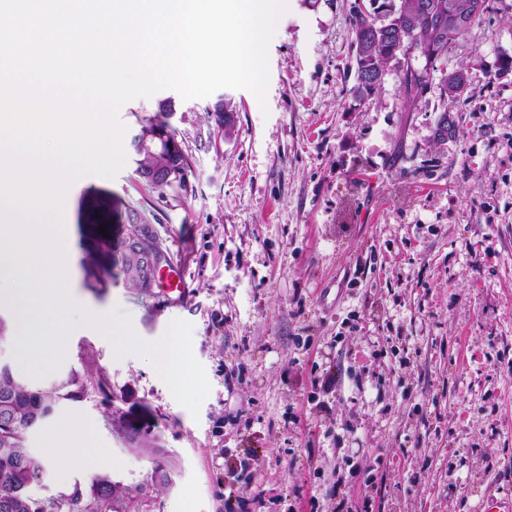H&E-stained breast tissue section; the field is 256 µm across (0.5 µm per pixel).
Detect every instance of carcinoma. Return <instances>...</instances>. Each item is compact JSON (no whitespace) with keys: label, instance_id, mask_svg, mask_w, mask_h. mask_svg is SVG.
Returning a JSON list of instances; mask_svg holds the SVG:
<instances>
[{"label":"carcinoma","instance_id":"obj_1","mask_svg":"<svg viewBox=\"0 0 512 512\" xmlns=\"http://www.w3.org/2000/svg\"><path fill=\"white\" fill-rule=\"evenodd\" d=\"M429 2L432 8L428 12L421 11V0H401L398 7L393 0L354 5L351 29L356 96L369 95L377 88L363 82L362 76L384 69L398 54L403 56L407 94H424L435 72L440 74L443 90H448V42L457 33L448 29V0ZM136 234V225L120 224L115 233L88 246L90 287L105 288L120 275L130 287L150 291L153 273L144 269L139 254L129 248ZM84 393L83 380L74 372L39 391L14 376L9 367L0 366V512H138L137 495L108 475L97 476L87 485L76 483L48 504L30 493L43 481L47 469L44 460L27 447V433L61 403L78 402ZM126 439L154 458L151 482H171L172 470L164 462V449L133 429L126 430Z\"/></svg>","mask_w":512,"mask_h":512}]
</instances>
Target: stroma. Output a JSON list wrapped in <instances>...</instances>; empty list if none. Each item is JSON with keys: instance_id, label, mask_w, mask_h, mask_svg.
Here are the masks:
<instances>
[{"instance_id": "stroma-1", "label": "stroma", "mask_w": 512, "mask_h": 512, "mask_svg": "<svg viewBox=\"0 0 512 512\" xmlns=\"http://www.w3.org/2000/svg\"><path fill=\"white\" fill-rule=\"evenodd\" d=\"M354 3L288 0L265 101L243 89L132 100L119 111L125 167L71 182V297L119 309L148 344L190 323L209 393L191 415L148 360L116 359L75 327L58 368L27 379L46 389L76 371L85 396L26 444L44 455L71 418L86 445L48 468L36 498L108 474L139 489V512H483L487 493L512 499V72H499L512 0H489L449 41L465 92L435 81L417 98L393 62L354 95ZM220 100L235 111L228 132ZM164 102L190 164L181 187L137 172L134 138ZM96 193L153 224L187 302L87 287L82 208ZM123 419L165 449L171 484L146 487L153 459L129 447Z\"/></svg>"}]
</instances>
